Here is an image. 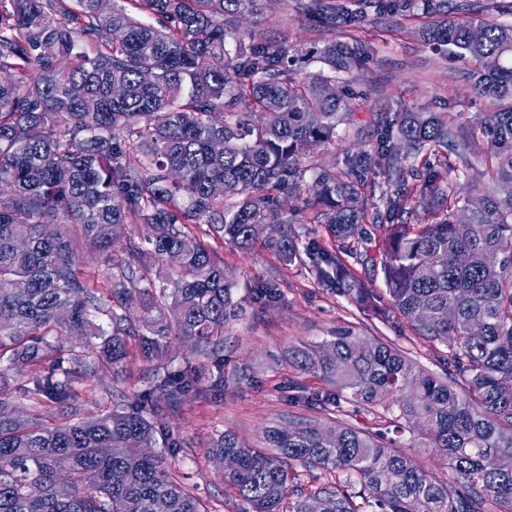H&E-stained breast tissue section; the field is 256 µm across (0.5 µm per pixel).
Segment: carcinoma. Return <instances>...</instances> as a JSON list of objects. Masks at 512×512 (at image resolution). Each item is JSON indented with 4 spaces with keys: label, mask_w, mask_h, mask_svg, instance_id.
Here are the masks:
<instances>
[{
    "label": "carcinoma",
    "mask_w": 512,
    "mask_h": 512,
    "mask_svg": "<svg viewBox=\"0 0 512 512\" xmlns=\"http://www.w3.org/2000/svg\"><path fill=\"white\" fill-rule=\"evenodd\" d=\"M263 2L0 0V71L11 74L0 82V185L10 187L0 196V380L51 364L20 389L25 411L0 386V512H211L152 449L129 453L158 435L180 447L159 417L224 363L232 282L190 224L286 266L302 260L368 319L397 313L410 335L448 348L440 374L352 325L293 349L292 364L330 387L305 396L325 419L290 414L265 430V448L226 431L207 449L221 468L235 460L224 483L243 512H321L326 499L334 512H512V23L457 19L448 0H296L330 36L313 51L323 68L303 74L288 43L239 30ZM415 9L431 18L426 43L473 63L471 88L489 111L470 127L446 113L380 112L371 149L342 170L312 168L302 187L301 159L336 142L354 114L343 76L371 51L357 33ZM338 28L353 43L332 38ZM476 170L485 184L471 182ZM226 183L239 188L234 202ZM285 194L303 206L284 214ZM377 242L383 294L353 271ZM171 251L182 253L175 275L140 291ZM100 264L112 269L103 280ZM139 291L135 318L127 300ZM74 327L83 336L66 347ZM136 336L151 387L87 411L76 384L104 370L123 379ZM173 337L193 345L177 368ZM345 395L373 426L343 418ZM417 422L444 472L405 451L402 432ZM295 466L326 479L294 485Z\"/></svg>",
    "instance_id": "carcinoma-1"
}]
</instances>
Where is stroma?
I'll list each match as a JSON object with an SVG mask.
<instances>
[{
    "instance_id": "stroma-1",
    "label": "stroma",
    "mask_w": 512,
    "mask_h": 512,
    "mask_svg": "<svg viewBox=\"0 0 512 512\" xmlns=\"http://www.w3.org/2000/svg\"><path fill=\"white\" fill-rule=\"evenodd\" d=\"M266 8L267 17L260 25L245 17L241 29H255L257 35L287 41L293 48H314L319 37L297 12L294 0H266ZM418 25V19L396 15L363 29L361 37L371 42L374 52L350 77L356 90L367 93L356 110L361 127L341 128L336 143L315 150L305 159V166L340 162L346 154L369 147L372 114L395 111L400 104L418 112H445L467 124L476 123L487 111V102L475 98L470 90V63L426 44L416 32ZM218 250L232 275L239 309L224 328V367H207L204 379L223 378L224 389L189 394L177 415L164 416L165 427L183 446L175 453L164 452L163 458L189 492L220 512H241V501L225 486L206 454L207 442L229 430L245 445L259 448L264 444V429L279 424L288 413L315 415V408L294 403L293 386L298 383L321 391L325 384L296 370L288 361V351L323 341L336 326L361 325L363 318L346 299L319 285L303 265H282L261 248L243 251L222 243ZM260 280L273 284L278 293L275 303L262 306L254 301L253 287ZM373 327L409 350L420 365L438 371L436 352L428 343L410 338L403 320L394 317L385 324L374 322ZM149 385L146 366L134 359L123 381L113 380L104 371L82 389L101 410L112 406L120 394L130 395Z\"/></svg>"
}]
</instances>
